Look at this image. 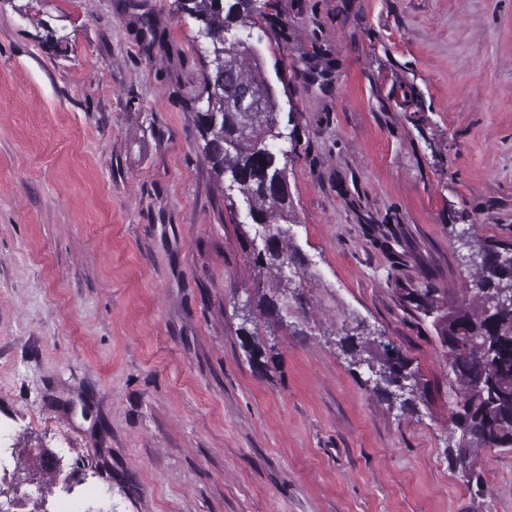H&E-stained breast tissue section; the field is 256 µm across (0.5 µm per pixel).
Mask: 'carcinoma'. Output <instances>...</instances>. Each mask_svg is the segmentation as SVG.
I'll list each match as a JSON object with an SVG mask.
<instances>
[{
  "instance_id": "carcinoma-1",
  "label": "carcinoma",
  "mask_w": 512,
  "mask_h": 512,
  "mask_svg": "<svg viewBox=\"0 0 512 512\" xmlns=\"http://www.w3.org/2000/svg\"><path fill=\"white\" fill-rule=\"evenodd\" d=\"M255 0H182L183 8L196 15L199 26L211 37L204 46L206 57L221 62L224 73L204 69L203 90L197 99L203 152L218 182L231 213L246 210L252 220L254 236L241 230L253 262L263 282L254 287L255 298L238 307L241 346L250 360L258 364L265 356L260 348L256 314H269L279 303L295 300L294 311L303 313L297 292L299 272L294 279L282 271L285 261L300 258V252L284 237L282 225L293 219V202L288 191L287 164L276 157L273 143L281 133L277 113L259 116L238 103L231 86L244 85L251 95L267 101L277 98L264 67L260 50L252 43L225 42L256 24ZM379 232L372 238L386 249L399 243L396 231L388 224H373ZM469 246L476 255L471 274L474 287L468 296L446 311L439 309L437 288L426 287L410 300L424 316L433 317L439 340L456 377L455 407L451 421L460 432L456 447L449 449L455 467L464 481L481 483L479 454L484 449H512V303L502 298L512 294V266L501 264L497 255L512 249V243L493 241L473 233ZM376 339L367 333L343 329L336 342L354 368L367 367L375 376L371 391L404 409L413 406L418 390V372L408 360L392 353L388 346L372 349Z\"/></svg>"
}]
</instances>
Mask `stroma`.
<instances>
[{"label": "stroma", "instance_id": "1", "mask_svg": "<svg viewBox=\"0 0 512 512\" xmlns=\"http://www.w3.org/2000/svg\"><path fill=\"white\" fill-rule=\"evenodd\" d=\"M197 30L178 0H0V468L72 477L2 483L0 512H512V451L457 477L454 375L406 298L460 302L470 225L512 242V0H268L307 319H259V365ZM359 324L418 371L414 412L336 348Z\"/></svg>", "mask_w": 512, "mask_h": 512}]
</instances>
